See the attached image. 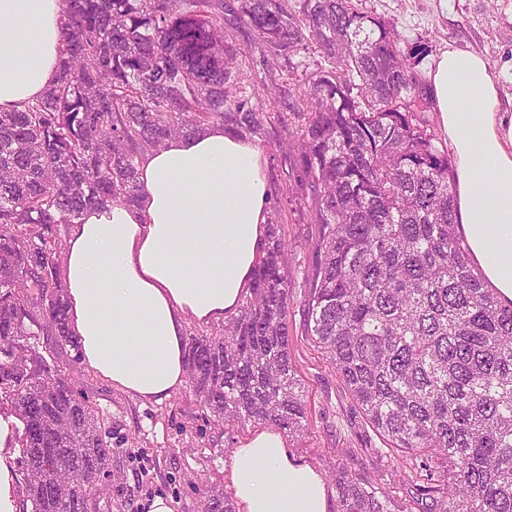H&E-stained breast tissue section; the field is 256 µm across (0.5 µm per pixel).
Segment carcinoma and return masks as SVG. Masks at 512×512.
I'll return each instance as SVG.
<instances>
[{"label":"carcinoma","mask_w":512,"mask_h":512,"mask_svg":"<svg viewBox=\"0 0 512 512\" xmlns=\"http://www.w3.org/2000/svg\"><path fill=\"white\" fill-rule=\"evenodd\" d=\"M240 0L271 63L314 46L293 83L288 151L320 227L304 314L365 420L395 453L417 512H512V304L499 301L454 218L455 163L424 117L395 23L352 0ZM62 64L21 110L0 111V415L19 422L16 487L31 512H112L107 420L30 337L69 343L63 236L89 209L133 205L143 155L220 124L260 133L232 99L224 0H63ZM288 241L278 215L238 312L187 345L189 393L215 422L296 434L306 405L288 339ZM336 512H396L340 462ZM106 508H101V502ZM202 512H236L216 487Z\"/></svg>","instance_id":"carcinoma-1"}]
</instances>
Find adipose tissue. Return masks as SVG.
I'll return each mask as SVG.
<instances>
[{"label":"adipose tissue","mask_w":512,"mask_h":512,"mask_svg":"<svg viewBox=\"0 0 512 512\" xmlns=\"http://www.w3.org/2000/svg\"><path fill=\"white\" fill-rule=\"evenodd\" d=\"M61 0H0V109L34 102L58 76ZM439 125L456 157L455 206L472 260L512 303V112L477 53L429 67ZM140 203L84 214L67 238L68 328L83 364L157 404L186 383V328L234 314L263 256L267 184L248 139L209 127L146 153ZM224 470L239 512H328L322 474L282 434L254 432Z\"/></svg>","instance_id":"ef3b65f1"}]
</instances>
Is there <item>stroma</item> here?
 Wrapping results in <instances>:
<instances>
[{"label":"stroma","instance_id":"obj_1","mask_svg":"<svg viewBox=\"0 0 512 512\" xmlns=\"http://www.w3.org/2000/svg\"><path fill=\"white\" fill-rule=\"evenodd\" d=\"M224 44L236 57L228 81L234 96L249 99L259 112L277 107L282 120L266 123L252 139L265 163L267 195L279 200L281 232L288 242L283 271L291 301L288 336L299 386L308 404L309 426L285 439L297 460L331 478L336 461L350 459L356 471L370 475L401 512L409 497L400 472L383 454L382 439L352 400L326 356L309 339L303 303L311 286L319 227L311 219V197L294 157L281 143L301 121L296 98L289 94L291 74L322 64L315 49L290 56L273 66L267 62L253 31L238 18L240 0H225ZM363 11L393 21L401 47L430 45L418 65L427 73L434 55L454 47L474 51L486 60L499 92L502 110H512V0H353ZM38 350H51L75 388L107 417L112 427V478L109 494L124 512H150L155 497L170 501L174 512H201L200 486L227 487L224 462L234 448L258 428L257 423L217 424L206 418L187 390L157 404L124 394L82 363L73 346L56 344L53 336H35Z\"/></svg>","mask_w":512,"mask_h":512}]
</instances>
